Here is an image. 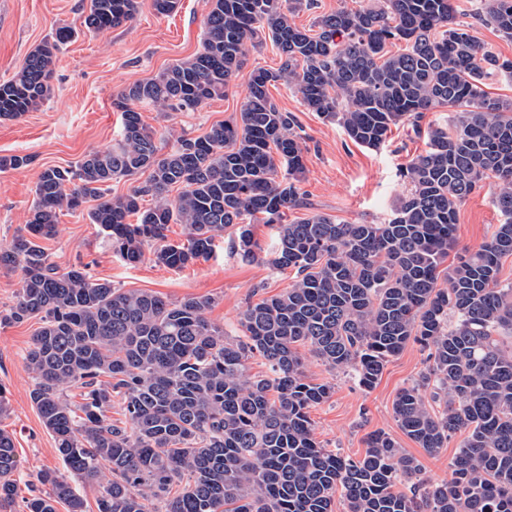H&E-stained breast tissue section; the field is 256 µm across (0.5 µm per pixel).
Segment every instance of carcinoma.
I'll list each match as a JSON object with an SVG mask.
<instances>
[{
    "label": "carcinoma",
    "mask_w": 512,
    "mask_h": 512,
    "mask_svg": "<svg viewBox=\"0 0 512 512\" xmlns=\"http://www.w3.org/2000/svg\"><path fill=\"white\" fill-rule=\"evenodd\" d=\"M476 2L478 20L512 39V0ZM208 4L201 50L113 100L117 144L41 170L24 232L0 246V266L22 275L0 323L40 322L25 354L30 396L67 471H43L22 512H85L78 481L100 487L97 512H332L337 494L346 512H512V286L499 279L501 259L512 256V104L486 83L512 77V59L480 43L453 0H367L319 16L313 34L291 21L312 0ZM141 8L142 0H90L84 25L101 33ZM263 33L279 69L249 73L236 119L162 152L138 105L193 112L224 96ZM74 37L58 28L0 83V119L48 98L56 53ZM395 41L405 47L393 53ZM279 81L374 150L391 127L448 109L426 128L428 150L402 169L407 190L384 222L309 214L284 223L302 206L304 148L295 115L269 96ZM139 172L148 173L144 185L111 195L112 182ZM490 177L505 220L447 266L458 206ZM81 201L96 202L90 222L129 264L149 246L169 268L204 261L226 229L233 248L256 259L260 219L276 229L266 262L296 277L248 305L242 335L230 337L206 318L208 296L170 302L121 291L84 266L58 270L40 241ZM171 224L183 225L184 241H167ZM411 340L431 365L399 391L395 420L430 453L462 436L450 478L420 482L421 493L406 487L420 463L389 434H370L359 460L317 441L309 411L334 385L309 381L302 353L370 388ZM255 355L267 374L248 372ZM71 387L84 389L82 404L67 399ZM114 402L123 426L107 416ZM19 469L13 433L0 429V512L12 510Z\"/></svg>",
    "instance_id": "carcinoma-1"
}]
</instances>
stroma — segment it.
Listing matches in <instances>:
<instances>
[{"instance_id": "35a3bbf8", "label": "stroma", "mask_w": 512, "mask_h": 512, "mask_svg": "<svg viewBox=\"0 0 512 512\" xmlns=\"http://www.w3.org/2000/svg\"><path fill=\"white\" fill-rule=\"evenodd\" d=\"M89 0H0V82L20 69L27 54L67 25L76 38L57 53L51 95L37 109L17 120L0 119V158L29 155L33 161L20 169L0 172V245L9 244L24 228L34 199L40 171L48 166H68L87 152L112 144L121 128V114L112 101L128 85L156 77L168 66L193 57L204 36L206 0H180L167 16L142 7L132 22L105 33L88 32L84 19ZM273 102L293 113L304 137L306 170L300 183L303 208L289 211V219L319 213L341 221L382 222L394 200L406 190L402 167L427 148L424 131L410 125L392 127L384 145L369 150L352 143L334 123L320 119L302 105L299 95L276 83L269 89ZM247 96V76L231 81L222 98L194 112H165L141 106L143 122L165 148L179 136L205 134L218 122L238 115ZM494 182L486 180L459 207L455 236L457 248L449 252L456 262L460 251L478 247L493 234L502 217L494 204ZM232 231L218 238L212 255L181 269L157 264L145 255L136 265L125 262L98 225L90 223L86 209L59 218V233L44 241L51 262L59 269L86 265L90 274L111 281L123 290H145L171 301L187 296L214 300L208 318L231 336L241 333L240 317L253 302L282 291L295 272L273 269L263 261L275 242V232L262 222L254 224V238L262 256L241 257L231 247ZM40 323L31 319L0 325V387L6 391L9 412L0 417V429L13 433L20 461L19 497L37 486L40 472L62 469L54 439L43 426L30 399L32 378L24 354ZM429 368L428 354L411 343L386 364L372 388L360 387L349 376L331 371L317 358H309L310 381H328L335 391L310 412L318 441L352 459L365 453L367 433L381 430L391 435L406 453L416 457L421 477L447 478L459 437L431 454L410 440L397 425L393 403L398 392Z\"/></svg>"}]
</instances>
